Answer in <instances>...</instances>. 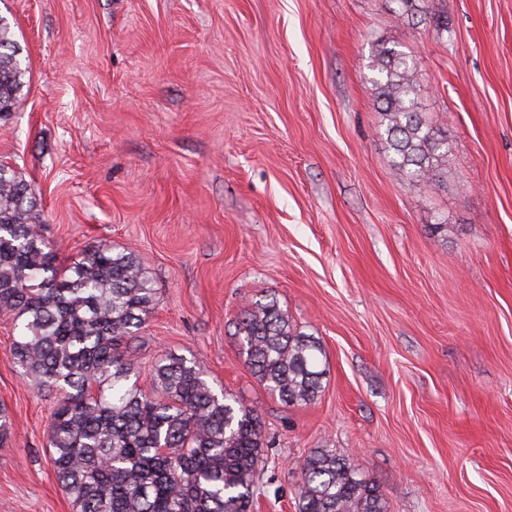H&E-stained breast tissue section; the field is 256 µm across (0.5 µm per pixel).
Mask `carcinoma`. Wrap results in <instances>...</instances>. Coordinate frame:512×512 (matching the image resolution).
Masks as SVG:
<instances>
[{
    "label": "carcinoma",
    "mask_w": 512,
    "mask_h": 512,
    "mask_svg": "<svg viewBox=\"0 0 512 512\" xmlns=\"http://www.w3.org/2000/svg\"><path fill=\"white\" fill-rule=\"evenodd\" d=\"M19 54L0 17V117L26 74ZM372 69L393 170L436 181L448 138L420 111L412 58L382 45ZM154 306L131 251L100 244L59 266L35 191L0 163V313L15 321L11 354L22 374L55 394L46 442L75 512H249L264 463L259 413L217 394L180 355L152 365L148 389L130 382ZM237 329L247 367L270 394L286 405L318 397L323 347L275 298L249 302ZM296 498L298 512H386L378 486L334 448L306 457Z\"/></svg>",
    "instance_id": "cac0c4a2"
}]
</instances>
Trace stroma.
<instances>
[{
  "label": "stroma",
  "instance_id": "1",
  "mask_svg": "<svg viewBox=\"0 0 512 512\" xmlns=\"http://www.w3.org/2000/svg\"><path fill=\"white\" fill-rule=\"evenodd\" d=\"M28 67L0 162L34 188L68 265L131 249L155 308L139 384L173 353L264 423L251 512H296L334 448L388 512H512V0H0ZM411 55L448 166L396 177L372 83ZM441 233H434L435 224ZM274 295L322 345L287 406L235 325ZM0 314V512H73L46 446L53 396Z\"/></svg>",
  "mask_w": 512,
  "mask_h": 512
}]
</instances>
